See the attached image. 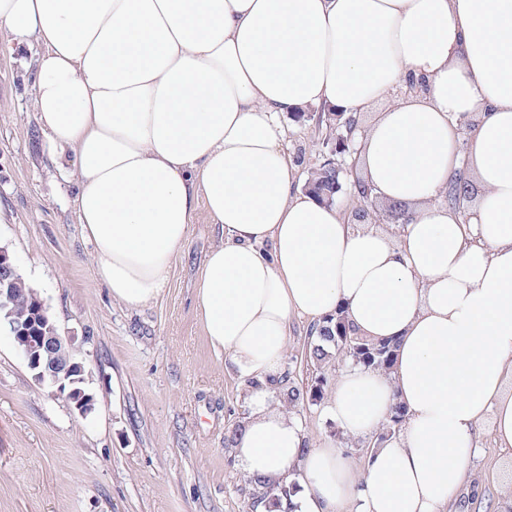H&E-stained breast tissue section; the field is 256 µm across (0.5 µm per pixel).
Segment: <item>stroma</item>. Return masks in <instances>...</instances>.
Listing matches in <instances>:
<instances>
[{
  "mask_svg": "<svg viewBox=\"0 0 512 512\" xmlns=\"http://www.w3.org/2000/svg\"><path fill=\"white\" fill-rule=\"evenodd\" d=\"M39 50L0 44V247L73 337L94 406L79 415L39 387L0 330V512H246L248 477L224 446L248 413L244 383L209 346L194 301L213 226L196 209L156 301L113 298L74 208L75 152L52 148L31 106ZM285 124L302 171L330 158L325 129L296 114ZM296 416L310 446L332 440L354 464L374 442L347 434L323 404ZM481 448L470 464L480 491L461 490L451 512H496L512 481V451L487 423Z\"/></svg>",
  "mask_w": 512,
  "mask_h": 512,
  "instance_id": "35a3bbf8",
  "label": "stroma"
}]
</instances>
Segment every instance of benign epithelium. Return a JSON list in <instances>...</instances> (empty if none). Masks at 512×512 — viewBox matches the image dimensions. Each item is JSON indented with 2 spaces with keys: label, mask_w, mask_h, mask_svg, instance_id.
Wrapping results in <instances>:
<instances>
[{
  "label": "benign epithelium",
  "mask_w": 512,
  "mask_h": 512,
  "mask_svg": "<svg viewBox=\"0 0 512 512\" xmlns=\"http://www.w3.org/2000/svg\"><path fill=\"white\" fill-rule=\"evenodd\" d=\"M17 268L6 249L0 248V312L12 315L15 289L11 288ZM34 323L11 326L14 342L25 358L34 380L41 386L58 392L68 391L74 408L82 415L91 412L93 397L79 384L83 383L84 363L74 357L73 339L61 336L49 308L40 301L34 307Z\"/></svg>",
  "instance_id": "1"
}]
</instances>
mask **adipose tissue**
<instances>
[{
  "label": "adipose tissue",
  "mask_w": 512,
  "mask_h": 512,
  "mask_svg": "<svg viewBox=\"0 0 512 512\" xmlns=\"http://www.w3.org/2000/svg\"><path fill=\"white\" fill-rule=\"evenodd\" d=\"M0 37L40 45L32 106L75 149L74 204L113 298L155 300L204 205L218 240L196 303L249 389L237 467L297 482L293 512H447L492 419L512 447V0H0ZM374 118L355 165L407 223L358 224L295 185L281 114ZM467 169L462 209L439 202ZM343 311L398 343L325 412L400 431L355 469L276 404L292 319Z\"/></svg>",
  "instance_id": "obj_1"
}]
</instances>
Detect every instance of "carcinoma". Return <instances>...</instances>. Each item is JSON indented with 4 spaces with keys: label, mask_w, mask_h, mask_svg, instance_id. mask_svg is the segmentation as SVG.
Wrapping results in <instances>:
<instances>
[{
    "label": "carcinoma",
    "mask_w": 512,
    "mask_h": 512,
    "mask_svg": "<svg viewBox=\"0 0 512 512\" xmlns=\"http://www.w3.org/2000/svg\"><path fill=\"white\" fill-rule=\"evenodd\" d=\"M307 182L311 184L310 192L315 194L324 203L332 204L340 190V170L327 164L314 168ZM469 183L464 174L460 173L450 180L448 184V205L453 208L460 207ZM16 303L13 307L15 317L24 321L32 316V299L38 297V292L25 279L15 283ZM309 358L316 370L312 384L303 387L295 383L290 371H285L281 379L275 381L281 402L293 410L307 404H315L324 399L327 392V381L321 373L322 368L329 362L330 357L348 360L352 364L364 368L380 370L386 374L392 372L396 344L393 341H369L357 335L347 324L343 312L338 310L335 314L314 324L309 332ZM404 411L400 404H394L380 428L377 440L382 442L392 437L396 428L402 423ZM253 486L250 512H258L262 508L265 512H276L279 502L283 498L292 497L297 491V485L282 484L272 487L268 482L259 478H251Z\"/></svg>",
    "instance_id": "cac0c4a2"
}]
</instances>
